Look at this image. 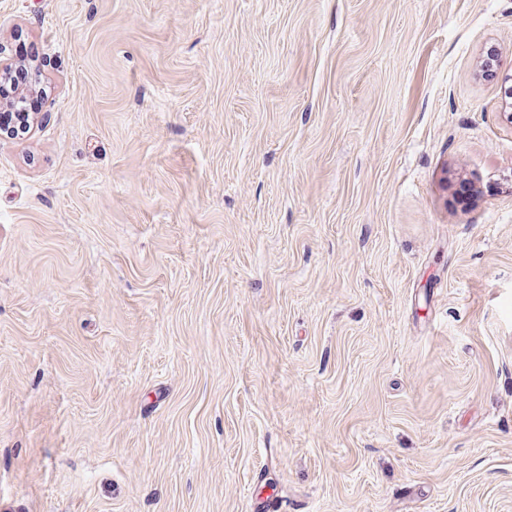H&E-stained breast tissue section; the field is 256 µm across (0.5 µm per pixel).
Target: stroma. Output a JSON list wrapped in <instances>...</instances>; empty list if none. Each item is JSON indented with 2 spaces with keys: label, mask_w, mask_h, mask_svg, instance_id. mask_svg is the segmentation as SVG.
<instances>
[{
  "label": "stroma",
  "mask_w": 512,
  "mask_h": 512,
  "mask_svg": "<svg viewBox=\"0 0 512 512\" xmlns=\"http://www.w3.org/2000/svg\"><path fill=\"white\" fill-rule=\"evenodd\" d=\"M22 47L0 512H512V0H0ZM41 118L38 116V112L27 113V112H15L10 120L9 126L5 123H0V138L3 134L8 137L18 138L29 134L34 127V121Z\"/></svg>",
  "instance_id": "1"
}]
</instances>
